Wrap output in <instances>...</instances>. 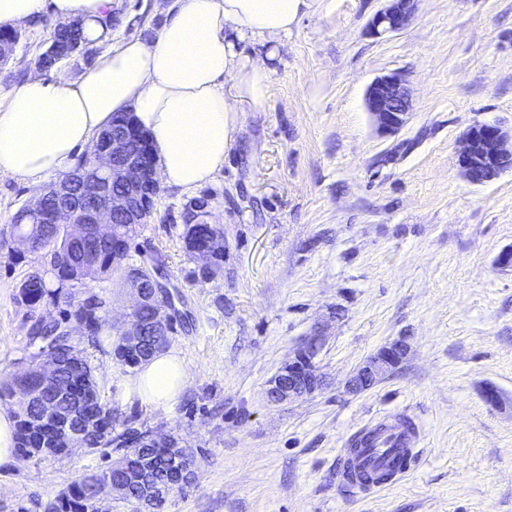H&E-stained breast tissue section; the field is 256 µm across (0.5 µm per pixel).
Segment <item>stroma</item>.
I'll use <instances>...</instances> for the list:
<instances>
[{
  "instance_id": "1",
  "label": "stroma",
  "mask_w": 512,
  "mask_h": 512,
  "mask_svg": "<svg viewBox=\"0 0 512 512\" xmlns=\"http://www.w3.org/2000/svg\"><path fill=\"white\" fill-rule=\"evenodd\" d=\"M173 0H112L120 22L102 53L149 40ZM379 0H332L309 13L271 62L266 105L244 108L223 169L184 191L161 185L153 217L131 245L165 257L189 318L170 347L188 378L170 405L130 403L134 371L96 353L117 419L179 436L197 456L194 483L165 512H512V169L483 185L457 164L476 123L512 130V0H417L400 32L371 35ZM53 21L22 24L0 93L31 74ZM407 74L412 110L396 135L375 130L364 107L379 75ZM0 178V240L35 200ZM207 197L224 227V273L193 278L181 215ZM40 254L15 263L0 249V381L27 368L30 327L56 317L21 303L17 285ZM324 338L323 385L274 404L266 389L293 351ZM406 338L402 362L371 389L348 376L382 346ZM494 392L487 400L486 392ZM409 411L420 459L402 480L351 494L336 478L348 437L367 420ZM112 449L0 468V512H44Z\"/></svg>"
}]
</instances>
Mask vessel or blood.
<instances>
[{
  "label": "vessel or blood",
  "instance_id": "obj_1",
  "mask_svg": "<svg viewBox=\"0 0 512 512\" xmlns=\"http://www.w3.org/2000/svg\"><path fill=\"white\" fill-rule=\"evenodd\" d=\"M420 429L402 414L381 415L346 441L343 483L356 493H371L404 478L419 456Z\"/></svg>",
  "mask_w": 512,
  "mask_h": 512
}]
</instances>
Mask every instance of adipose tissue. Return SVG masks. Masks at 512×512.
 <instances>
[{
    "label": "adipose tissue",
    "instance_id": "obj_1",
    "mask_svg": "<svg viewBox=\"0 0 512 512\" xmlns=\"http://www.w3.org/2000/svg\"><path fill=\"white\" fill-rule=\"evenodd\" d=\"M110 2L0 0V25L45 13L58 23L79 19L96 43L108 34L102 20ZM324 6V0H175L152 42L123 41L76 80L30 75L0 108V177L41 186L67 172L114 113L130 111L154 142L163 181L201 187L224 166L241 105L262 109L268 95L269 67L243 56L240 44L288 36L303 15ZM228 76L235 81L231 99L224 93ZM186 377L184 358L162 351L138 366L128 388L140 403L165 407Z\"/></svg>",
    "mask_w": 512,
    "mask_h": 512
}]
</instances>
